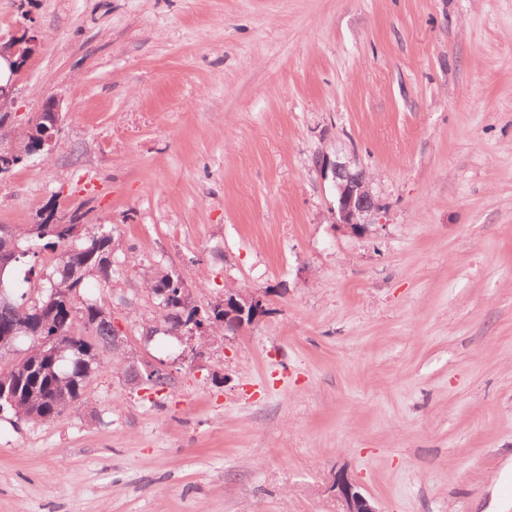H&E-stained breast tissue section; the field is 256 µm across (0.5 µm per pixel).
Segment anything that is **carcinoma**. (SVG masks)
I'll use <instances>...</instances> for the list:
<instances>
[{
	"label": "carcinoma",
	"mask_w": 512,
	"mask_h": 512,
	"mask_svg": "<svg viewBox=\"0 0 512 512\" xmlns=\"http://www.w3.org/2000/svg\"><path fill=\"white\" fill-rule=\"evenodd\" d=\"M36 148L35 133L18 134L14 166L36 155ZM78 219L74 213L63 224L47 219L23 226L0 224V260H8L7 293L0 294V411H10L19 421L51 422L81 406L87 380L105 368L124 378L130 373L123 350L112 348L111 314L95 302L74 306L87 277L107 283L119 274L114 228L103 225L79 239ZM44 250L59 251L46 281L14 290L12 270ZM143 285L153 295L161 290L171 294L173 303L161 309L160 318L174 336L182 319L199 310L183 291L179 274L146 272ZM53 347L63 350L57 362L48 354Z\"/></svg>",
	"instance_id": "1"
}]
</instances>
